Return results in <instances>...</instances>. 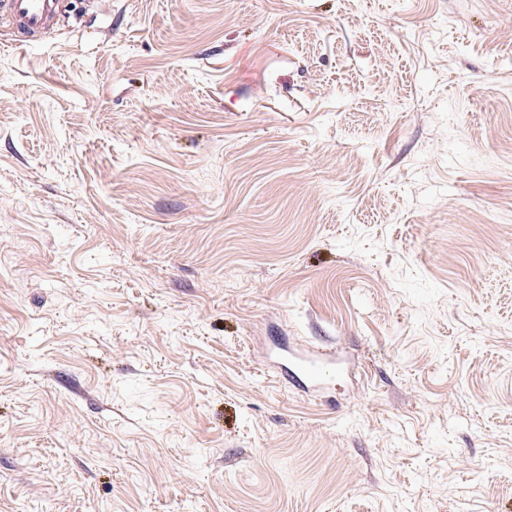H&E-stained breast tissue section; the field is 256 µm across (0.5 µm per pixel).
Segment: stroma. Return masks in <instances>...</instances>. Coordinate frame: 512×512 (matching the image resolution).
<instances>
[{
  "mask_svg": "<svg viewBox=\"0 0 512 512\" xmlns=\"http://www.w3.org/2000/svg\"><path fill=\"white\" fill-rule=\"evenodd\" d=\"M510 506L512 0L0 16V512ZM288 359L291 367H288ZM273 362L281 367L288 382L314 391L327 389L332 376L341 371L343 363L335 352L304 350L295 353L288 351V347L277 354Z\"/></svg>",
  "mask_w": 512,
  "mask_h": 512,
  "instance_id": "35a3bbf8",
  "label": "stroma"
}]
</instances>
